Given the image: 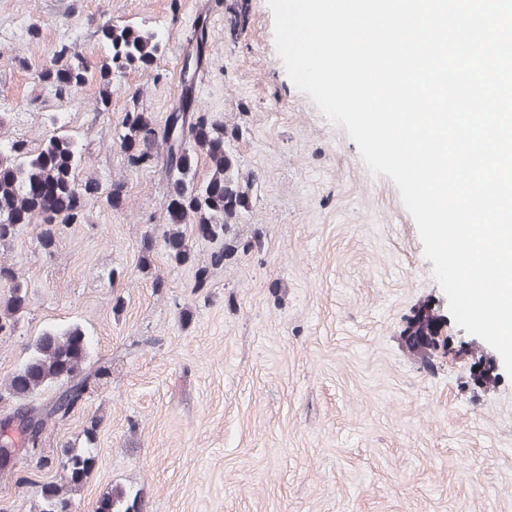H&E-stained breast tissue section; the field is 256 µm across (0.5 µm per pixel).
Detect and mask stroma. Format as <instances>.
Returning <instances> with one entry per match:
<instances>
[{
  "mask_svg": "<svg viewBox=\"0 0 512 512\" xmlns=\"http://www.w3.org/2000/svg\"><path fill=\"white\" fill-rule=\"evenodd\" d=\"M220 2L197 108L239 129L230 147L258 180L238 231L259 243L198 289L213 243L186 224L193 262L159 246L143 255L168 222V179L159 162L130 167L113 141L128 110L162 122L175 109L207 0H0V142L71 136L79 178L120 184L126 199L116 210L90 198L87 223L52 250L34 224L0 246L29 293L0 336V386L46 329L77 325L93 341L87 389L49 420L44 463L20 449L0 468V512H37L63 449L83 447L91 426L76 512H97L115 487L141 512H512L500 354L452 318L396 184L288 77L267 0ZM107 22L157 32L162 47L152 69L113 78L102 112ZM63 44L88 72L73 99L38 79Z\"/></svg>",
  "mask_w": 512,
  "mask_h": 512,
  "instance_id": "35a3bbf8",
  "label": "stroma"
}]
</instances>
